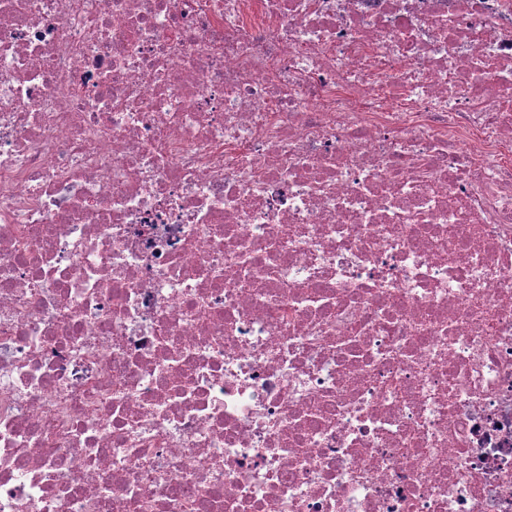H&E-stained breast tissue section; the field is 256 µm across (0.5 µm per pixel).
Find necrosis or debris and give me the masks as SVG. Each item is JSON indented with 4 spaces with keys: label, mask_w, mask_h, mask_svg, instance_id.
Listing matches in <instances>:
<instances>
[{
    "label": "necrosis or debris",
    "mask_w": 512,
    "mask_h": 512,
    "mask_svg": "<svg viewBox=\"0 0 512 512\" xmlns=\"http://www.w3.org/2000/svg\"><path fill=\"white\" fill-rule=\"evenodd\" d=\"M0 512H512V0H0Z\"/></svg>",
    "instance_id": "1"
}]
</instances>
